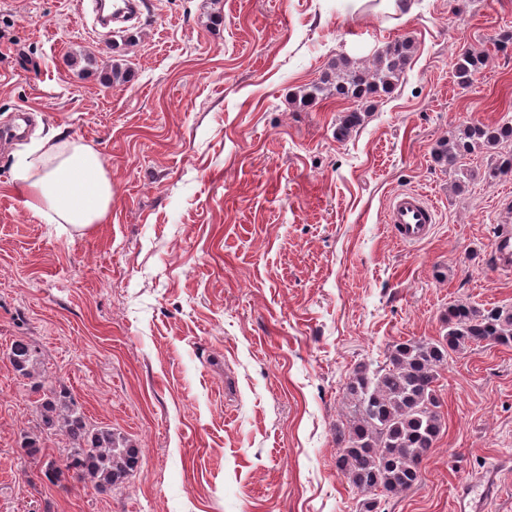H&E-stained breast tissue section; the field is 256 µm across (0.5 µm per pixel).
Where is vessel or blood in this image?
Masks as SVG:
<instances>
[{
    "label": "vessel or blood",
    "instance_id": "vessel-or-blood-1",
    "mask_svg": "<svg viewBox=\"0 0 512 512\" xmlns=\"http://www.w3.org/2000/svg\"><path fill=\"white\" fill-rule=\"evenodd\" d=\"M386 221L390 224L393 235L399 243L416 245L423 243L431 236L436 222V210L423 193L399 191L390 199ZM491 249L497 271L511 272V224L496 225ZM500 488L498 471L487 470L477 482L458 486L454 512H484L487 502L495 499Z\"/></svg>",
    "mask_w": 512,
    "mask_h": 512
}]
</instances>
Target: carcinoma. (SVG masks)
<instances>
[{"label": "carcinoma", "mask_w": 512, "mask_h": 512, "mask_svg": "<svg viewBox=\"0 0 512 512\" xmlns=\"http://www.w3.org/2000/svg\"><path fill=\"white\" fill-rule=\"evenodd\" d=\"M412 53L406 40L389 43L376 59L374 71L366 74L341 60L303 89L307 104L332 89L353 101L341 117L336 137L342 139L360 125L373 98L391 92ZM483 66L481 55L466 50L456 59L454 72L461 83L469 82ZM498 154L491 177L512 174V123L495 128L471 123L452 141H443L435 152L437 163L450 169L476 147L495 149ZM491 340L512 344V307L481 311L465 303L448 307V333L437 342L407 340L391 346L386 361L376 367L359 365L346 384L351 417L337 429L345 442L336 458V469L364 495L362 512H381L388 498L412 488L420 478V466L442 429V415L435 390L438 368L453 353ZM9 360L22 376L32 375L40 363L37 349L20 340L9 352ZM39 434L24 438L29 453L40 452L41 435L64 432L70 440L66 456L46 466L54 477L74 471L101 490L125 482L138 462V449L126 437L109 428H93L77 409L68 390L51 386L38 400Z\"/></svg>", "instance_id": "obj_1"}]
</instances>
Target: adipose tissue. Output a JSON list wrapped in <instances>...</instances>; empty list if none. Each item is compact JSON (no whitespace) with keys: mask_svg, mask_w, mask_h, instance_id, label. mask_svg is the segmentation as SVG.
<instances>
[{"mask_svg":"<svg viewBox=\"0 0 512 512\" xmlns=\"http://www.w3.org/2000/svg\"><path fill=\"white\" fill-rule=\"evenodd\" d=\"M15 179L27 208L56 224L100 223L112 202V182L99 153L63 137L30 148Z\"/></svg>","mask_w":512,"mask_h":512,"instance_id":"obj_1","label":"adipose tissue"}]
</instances>
